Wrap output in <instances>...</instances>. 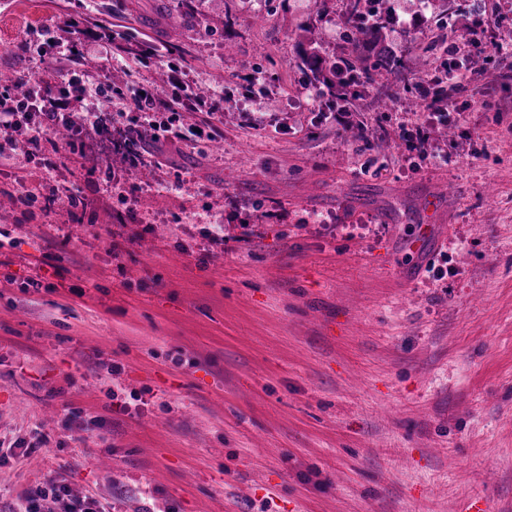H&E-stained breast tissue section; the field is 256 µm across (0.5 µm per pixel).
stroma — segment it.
<instances>
[{"instance_id": "35a3bbf8", "label": "stroma", "mask_w": 512, "mask_h": 512, "mask_svg": "<svg viewBox=\"0 0 512 512\" xmlns=\"http://www.w3.org/2000/svg\"><path fill=\"white\" fill-rule=\"evenodd\" d=\"M384 7L401 77L377 112L299 62L352 53L346 0H0V72L38 73L43 28L83 15L167 53L90 41L82 71L165 99L179 70L212 130L156 112L138 167L23 127L0 157V440L48 439L0 463V512L50 474L108 512H512V54L451 117L416 81L476 20L512 41V0Z\"/></svg>"}]
</instances>
